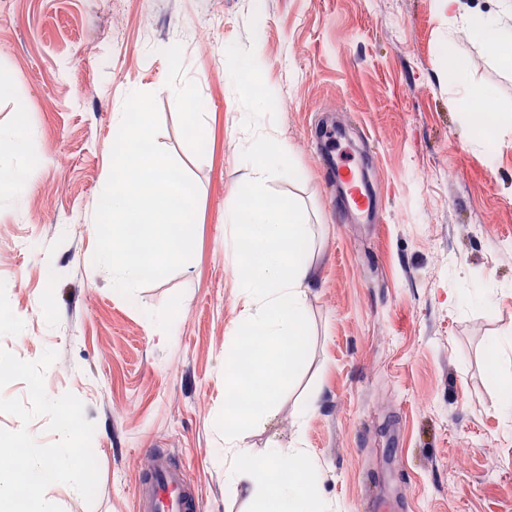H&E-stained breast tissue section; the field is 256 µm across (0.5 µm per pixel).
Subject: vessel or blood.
I'll return each mask as SVG.
<instances>
[{
  "label": "vessel or blood",
  "instance_id": "1",
  "mask_svg": "<svg viewBox=\"0 0 512 512\" xmlns=\"http://www.w3.org/2000/svg\"><path fill=\"white\" fill-rule=\"evenodd\" d=\"M329 169L347 219L354 224L375 222L381 202L362 170L343 160L330 162ZM141 455L135 489L137 512H199V486L187 480L167 453L146 448Z\"/></svg>",
  "mask_w": 512,
  "mask_h": 512
}]
</instances>
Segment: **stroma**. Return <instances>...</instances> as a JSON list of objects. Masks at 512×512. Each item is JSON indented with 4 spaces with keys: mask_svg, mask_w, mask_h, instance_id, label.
<instances>
[{
    "mask_svg": "<svg viewBox=\"0 0 512 512\" xmlns=\"http://www.w3.org/2000/svg\"><path fill=\"white\" fill-rule=\"evenodd\" d=\"M459 4L452 14L444 0H0V82L12 88L0 132L25 137L0 166L33 175L0 189V347L26 361L57 351L47 394L73 393L95 425L94 503L61 483L50 502L136 512L143 448L184 467L201 512L252 501L224 479L216 427L243 307L224 253V209L250 178L226 57L237 42L253 45L275 96L262 133L297 172L267 186L314 226L308 357L240 450L287 454L301 440L330 512H363L372 484L398 512H512V350L498 345L512 338V64L466 27L483 14L512 30V12L501 0ZM175 87L199 101L196 113ZM133 90L155 93L157 142L198 195L191 259L128 300L92 257L112 115ZM482 92L504 117L490 152L461 109ZM325 123L365 146L377 223L343 222L314 137Z\"/></svg>",
    "mask_w": 512,
    "mask_h": 512,
    "instance_id": "obj_1",
    "label": "stroma"
}]
</instances>
